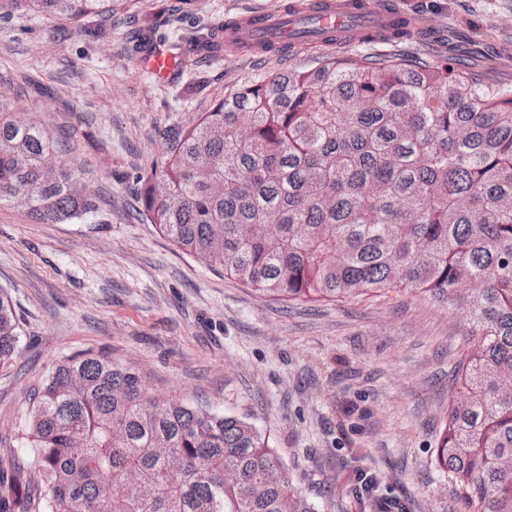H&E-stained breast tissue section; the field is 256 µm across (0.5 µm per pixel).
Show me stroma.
Instances as JSON below:
<instances>
[{
    "instance_id": "1",
    "label": "stroma",
    "mask_w": 512,
    "mask_h": 512,
    "mask_svg": "<svg viewBox=\"0 0 512 512\" xmlns=\"http://www.w3.org/2000/svg\"><path fill=\"white\" fill-rule=\"evenodd\" d=\"M308 2L112 0L104 41L91 35L95 17L77 28L0 20V76L25 83L28 117L69 134L98 207L94 224H36L21 204L0 203V287L21 320L19 354L0 369V445L29 456L17 432L34 390L62 358L103 352L140 371L151 395L249 418L318 512H374V499L465 512L434 453L464 310L409 290L284 303L198 263L136 212L168 132L240 84L326 54L388 49L356 37L279 55L227 49L164 81L145 66L152 48L199 29ZM393 2L431 31L408 51L444 55L449 29L476 32L479 69L512 76V0ZM137 17L156 30H141Z\"/></svg>"
}]
</instances>
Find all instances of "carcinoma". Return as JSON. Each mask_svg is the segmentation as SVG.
I'll list each match as a JSON object with an SVG mask.
<instances>
[{
  "mask_svg": "<svg viewBox=\"0 0 512 512\" xmlns=\"http://www.w3.org/2000/svg\"><path fill=\"white\" fill-rule=\"evenodd\" d=\"M73 26L112 0H0V19ZM385 40L415 35L396 11ZM325 57L246 82L172 130L138 214L207 267L281 301L339 302L409 289L468 312L436 463L468 512H512V81L481 80L452 49ZM256 54L286 45L248 38ZM216 30L189 40L215 57ZM0 79V202L38 224L97 213L81 166ZM20 319L0 287V367ZM26 460L0 448V512H318L255 424L150 395L102 353L56 364L34 400Z\"/></svg>",
  "mask_w": 512,
  "mask_h": 512,
  "instance_id": "cac0c4a2",
  "label": "carcinoma"
}]
</instances>
